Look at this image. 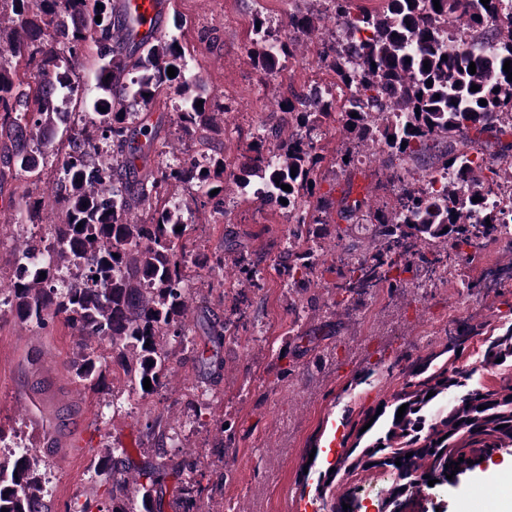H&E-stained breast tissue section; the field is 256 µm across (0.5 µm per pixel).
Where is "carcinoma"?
<instances>
[{
	"label": "carcinoma",
	"instance_id": "obj_1",
	"mask_svg": "<svg viewBox=\"0 0 512 512\" xmlns=\"http://www.w3.org/2000/svg\"><path fill=\"white\" fill-rule=\"evenodd\" d=\"M330 2L351 32L367 34L356 66L335 46L320 55L336 75V85L352 90L341 99L342 129L348 138L380 145L388 162H397L391 181L401 185L389 219L368 212L362 198H343L338 217L354 224L375 221V245L355 254L336 235V305L382 287L393 294L402 287L399 273L414 266L430 279L437 277L463 257L464 246L471 249L463 257L469 263L490 245L512 250V227L500 223L486 203L499 180H512V142L493 151L483 138L512 130V81L503 70L505 61H512L508 3L439 0L437 11L432 0H383L382 10L355 15L352 0ZM456 14L478 36L462 50L449 48L442 35L444 23ZM499 14L503 18L496 29H488L489 19ZM253 23L260 28L253 29L251 58L260 69L273 72L278 57L288 51L287 43H270L262 18ZM123 27L117 0H0V182L14 172L27 174L29 184L14 203L31 219L45 207L57 218L53 241L43 247L25 241L16 247L20 271L11 305L20 321L45 328L60 317L80 336L108 342L118 351L117 365L129 386L142 391L148 377L152 394L168 381V341L187 335L190 289L184 282L192 280V267L200 265L189 261L186 250L176 251L185 231H175L183 225L175 196L180 185L190 183L200 191L196 204L223 211L226 164L215 135L224 123V106L210 101L197 79L186 77L184 50L175 48L174 40L160 36L139 47L122 38ZM288 30L311 34L313 14H289ZM89 48L96 89L91 100L71 80ZM472 62L474 74L468 70ZM169 66L175 68L172 78ZM473 85L479 90H471ZM168 88L177 89L183 101L178 129L207 153L204 164L174 155L173 147L160 140L159 125L136 122L135 109L162 104L161 93ZM62 91L82 97L90 109L83 125L61 124ZM303 99V91H290L276 120L260 141L250 144L249 161L229 173L244 194L258 178L260 197L288 200L294 224L282 254L288 276L302 280L314 274L324 250L321 226L330 203L314 198L312 184L324 161L314 140L321 119L331 116L329 103L311 111ZM482 99L487 105L479 104ZM200 100L203 104L196 105ZM23 132L33 145L48 137L57 141L54 153L61 174L47 201L30 189L41 180L44 154L34 158L20 151L17 135ZM267 139L276 142L275 150L263 148ZM414 166L450 173L455 180L434 179L430 189L416 188L406 183ZM277 178L291 190L277 186ZM215 189L218 193L211 194ZM475 196L481 200L473 201ZM140 211L151 214L149 222L137 219ZM424 244L440 251L425 252ZM242 304L236 299L223 322L206 315L197 319L212 348L221 347L226 333L238 328ZM482 334L481 366L494 368L498 358L512 361V323L486 331L480 324L453 320L446 330V353L458 356L470 338ZM76 374L85 385L100 387L105 379L101 356L93 350L85 353ZM473 374L450 363L423 381L406 382L381 412L366 413L363 423L372 419L381 431L362 448L356 442L343 449L344 475L371 468L392 471L397 481L383 506H393L426 475L446 480L454 470L451 462H460L464 472L475 452L511 446L512 381L473 385ZM404 404L398 421L397 410ZM120 463L107 448L99 455L97 472L111 476ZM131 480L139 512H161L160 470L139 468ZM128 484L112 481L109 506L99 512H133ZM46 494L37 454L24 449L0 458V509L44 512Z\"/></svg>",
	"mask_w": 512,
	"mask_h": 512
}]
</instances>
